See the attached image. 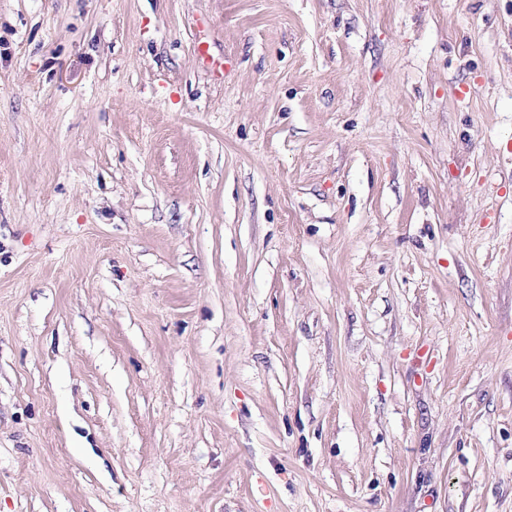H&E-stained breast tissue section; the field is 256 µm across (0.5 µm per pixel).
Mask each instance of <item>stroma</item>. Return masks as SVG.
<instances>
[{"label": "stroma", "instance_id": "stroma-1", "mask_svg": "<svg viewBox=\"0 0 512 512\" xmlns=\"http://www.w3.org/2000/svg\"><path fill=\"white\" fill-rule=\"evenodd\" d=\"M0 512H512V0H0Z\"/></svg>", "mask_w": 512, "mask_h": 512}]
</instances>
